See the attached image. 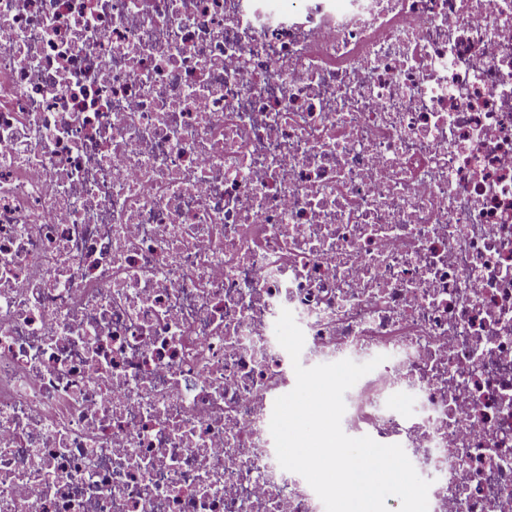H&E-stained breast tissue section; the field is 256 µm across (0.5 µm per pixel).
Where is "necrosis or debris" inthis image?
Here are the masks:
<instances>
[{"instance_id": "1", "label": "necrosis or debris", "mask_w": 512, "mask_h": 512, "mask_svg": "<svg viewBox=\"0 0 512 512\" xmlns=\"http://www.w3.org/2000/svg\"><path fill=\"white\" fill-rule=\"evenodd\" d=\"M285 308L512 512V0H0V512H325Z\"/></svg>"}]
</instances>
